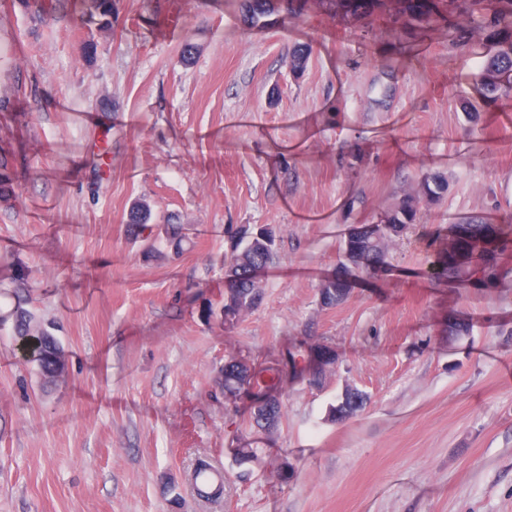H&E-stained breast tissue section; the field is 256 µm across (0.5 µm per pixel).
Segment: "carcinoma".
I'll return each instance as SVG.
<instances>
[{
    "label": "carcinoma",
    "instance_id": "1",
    "mask_svg": "<svg viewBox=\"0 0 512 512\" xmlns=\"http://www.w3.org/2000/svg\"><path fill=\"white\" fill-rule=\"evenodd\" d=\"M319 4L335 10L344 17L356 14L360 9L378 5V0H318ZM402 9L389 16V22L399 24L406 32L400 50H413L417 39L432 27L448 5H454L452 14L455 24L452 40L456 48L464 51L470 45V29L482 30L494 44L495 51L480 71L483 102L486 107L495 105L503 97H512V0H401ZM307 0H239V7L247 27L265 28L276 22L281 12L289 16H300ZM86 6L82 16L86 21L81 28L86 30L84 43L93 47L94 33L89 21H101L112 17L116 0H83ZM313 48L310 44L294 47L290 54V67L295 75H300L307 67ZM447 190L446 179L438 173H424L416 188L404 193L398 202L384 212L376 224L375 234L362 241L356 250L344 249L346 263L342 264V274L323 283L319 297L334 306L343 302L349 293L347 276H369L380 268L387 258L388 241L399 235L408 225L416 223L422 208L436 204ZM15 193V177L7 157L0 155V197ZM151 207L145 201L134 203L127 214V231L130 236L146 242L147 258L159 260L165 253L156 248L161 239L168 249L175 253L184 251V237L176 224L151 223ZM267 231L250 235L242 229L224 255V277L228 278L229 291L224 293V305L216 309L209 302L201 310L206 322L213 320L223 326H231L257 307L263 299V286L259 273L265 270L274 259L275 240L264 243ZM500 229L485 224L475 217L465 224H457L447 237L448 247L442 251V260L435 275L439 278L463 279L473 259L486 269H493L508 256V246H498ZM13 284L10 308L0 306V332L10 328L13 341L20 343L32 352L31 362L45 384L58 383L54 376L60 344L53 334L55 322L28 308L30 294L27 287L28 270L20 265L8 269ZM311 328L304 329L303 340L282 352V362L293 378L307 382L311 387H319V366L324 354L313 350L310 337ZM285 378L272 368L256 369L252 373L223 371L219 387L221 392L235 397L245 395L252 401V408L260 409L270 401L282 402ZM368 396L363 393H345L332 408L337 419L349 418L362 411L367 405Z\"/></svg>",
    "mask_w": 512,
    "mask_h": 512
}]
</instances>
